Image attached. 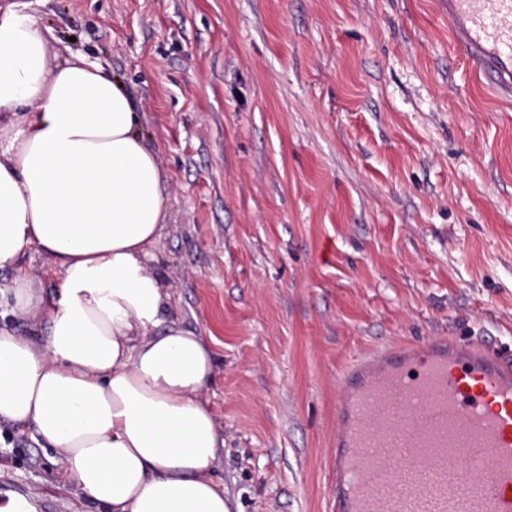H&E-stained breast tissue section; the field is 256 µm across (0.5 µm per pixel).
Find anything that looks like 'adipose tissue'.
<instances>
[{"instance_id":"obj_1","label":"adipose tissue","mask_w":512,"mask_h":512,"mask_svg":"<svg viewBox=\"0 0 512 512\" xmlns=\"http://www.w3.org/2000/svg\"><path fill=\"white\" fill-rule=\"evenodd\" d=\"M49 34L0 18V421L57 453L96 512H230L203 400L216 357L172 318L152 265L166 177L122 85L83 56L48 68ZM33 248L52 294L22 263ZM17 312L37 337L17 334ZM24 264L28 268L29 274L36 288L50 293L56 282V275L48 261L43 255L32 249L24 258Z\"/></svg>"}]
</instances>
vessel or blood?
<instances>
[{"instance_id":"obj_1","label":"vessel or blood","mask_w":512,"mask_h":512,"mask_svg":"<svg viewBox=\"0 0 512 512\" xmlns=\"http://www.w3.org/2000/svg\"><path fill=\"white\" fill-rule=\"evenodd\" d=\"M477 70L512 92V0H448ZM334 512H512V355L448 336L345 372Z\"/></svg>"}]
</instances>
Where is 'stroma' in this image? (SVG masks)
Wrapping results in <instances>:
<instances>
[{
  "label": "stroma",
  "mask_w": 512,
  "mask_h": 512,
  "mask_svg": "<svg viewBox=\"0 0 512 512\" xmlns=\"http://www.w3.org/2000/svg\"><path fill=\"white\" fill-rule=\"evenodd\" d=\"M138 103L169 186L153 253L217 358L205 394L237 512H331L340 375L401 341L512 350V97L443 0H0ZM34 505L84 512L0 423Z\"/></svg>",
  "instance_id": "stroma-1"
}]
</instances>
